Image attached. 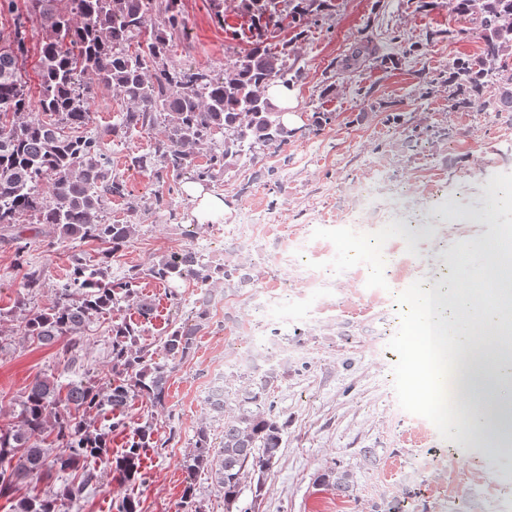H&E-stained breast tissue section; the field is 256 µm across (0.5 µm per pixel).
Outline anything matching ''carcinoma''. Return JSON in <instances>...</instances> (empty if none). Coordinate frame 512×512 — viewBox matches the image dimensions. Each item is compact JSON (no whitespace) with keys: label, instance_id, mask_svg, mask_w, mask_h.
<instances>
[{"label":"carcinoma","instance_id":"1","mask_svg":"<svg viewBox=\"0 0 512 512\" xmlns=\"http://www.w3.org/2000/svg\"><path fill=\"white\" fill-rule=\"evenodd\" d=\"M329 2L238 0L248 22L247 47L216 68L173 60V35L184 26L181 0H27L24 14L16 0H0V15L13 16L12 27L0 31V228L45 224L62 243L102 246L96 264L72 255L69 277L54 289L51 307L33 311L20 299L0 311V335L14 331L8 323L18 320L20 334L32 343L52 345L64 337L72 343L100 317L125 305L137 315L112 322L103 382H72L63 395L55 377L42 375L15 400L11 420L0 426V497L12 500V512H61L106 478L140 483L143 449L166 448L175 440L176 430L163 438L146 420L127 448L112 457V429L125 424L130 402L141 398L165 407L171 375L194 355L197 336L212 327L229 328L214 319L213 288L222 284L224 297L234 295L253 284L252 268L192 244L158 256L147 275L167 286L175 317L163 336L150 341L143 326L153 320L155 307L140 293L142 272L132 268L114 280L110 261L147 221L163 212L178 219L175 195L184 181L218 186L249 167L255 178L278 185L275 169L258 167L256 161L283 154L295 131L267 90L290 91L299 82L301 71L288 65V57L296 55ZM449 5L458 15L479 18L483 46L448 74V107L512 112V77L493 90L487 81L492 71L505 72L512 64V0H449ZM30 22L43 31L35 108L26 80ZM285 23L294 36L272 45L270 38ZM103 91L121 98L125 108L111 125L94 131L91 104ZM141 133L154 135L151 150L129 152L127 164L158 186L148 196L128 191L110 161L111 143ZM112 198L123 201L125 218L107 216ZM188 284L204 295L184 313L182 288ZM287 375L282 367L243 373L224 387V397L205 398L224 430L217 436L208 422L196 429L183 464L184 496L190 502L202 473L224 498L225 512H242L247 479L263 474L282 454L287 422L272 394ZM91 460L98 466H90ZM44 476L55 478L57 487L15 497L21 485ZM313 487L352 498L353 472L327 467L317 472Z\"/></svg>","mask_w":512,"mask_h":512}]
</instances>
